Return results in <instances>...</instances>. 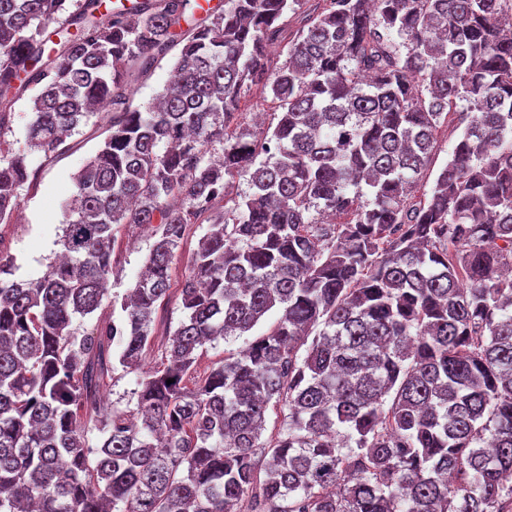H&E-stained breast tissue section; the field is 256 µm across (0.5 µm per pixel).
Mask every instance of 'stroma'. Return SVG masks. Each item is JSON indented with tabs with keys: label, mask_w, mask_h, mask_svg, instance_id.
I'll list each match as a JSON object with an SVG mask.
<instances>
[{
	"label": "stroma",
	"mask_w": 512,
	"mask_h": 512,
	"mask_svg": "<svg viewBox=\"0 0 512 512\" xmlns=\"http://www.w3.org/2000/svg\"><path fill=\"white\" fill-rule=\"evenodd\" d=\"M104 137V120L95 117L82 126L79 134L68 139L65 152L48 159L40 153L32 154V164L39 169L38 178L25 185L13 219L6 224L0 223V251L12 257L15 279L28 280L41 276L47 264L59 252L61 205L74 191V173ZM205 232V227H194L184 241L173 269L169 295L155 315L156 332H164L180 318V288L185 270ZM115 236L108 291L121 294L134 284L151 241L149 230L143 225L133 231L119 226Z\"/></svg>",
	"instance_id": "obj_1"
}]
</instances>
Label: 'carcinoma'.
Here are the masks:
<instances>
[{"label": "carcinoma", "instance_id": "carcinoma-1", "mask_svg": "<svg viewBox=\"0 0 512 512\" xmlns=\"http://www.w3.org/2000/svg\"><path fill=\"white\" fill-rule=\"evenodd\" d=\"M325 2L0 0V137L26 95L46 157L107 106L62 253L29 280L0 255V512H512V0ZM178 45L174 80L133 105L134 74ZM259 85L277 123L228 133ZM37 174L0 145V223ZM120 224L154 225L144 268L79 335ZM119 368L129 407L104 409ZM445 126L446 125L441 128L442 131L440 132V140L442 146L441 151H438L437 154L432 158L426 177L422 179L417 186V192H415L416 196H420L424 190L428 191L431 188L438 171L448 160V151L451 149L452 142L454 140V136L448 140V134L453 124L448 121V127L446 128ZM203 223L204 224L200 225V227L195 226L191 230L178 254V262L174 266L172 273L169 295L162 302L157 313L154 315L156 335H161L169 326H171V331L177 327L181 315L179 310L181 301L180 288L182 286L185 270L189 265L194 250L197 248L198 240L207 231V223Z\"/></svg>", "mask_w": 512, "mask_h": 512}]
</instances>
